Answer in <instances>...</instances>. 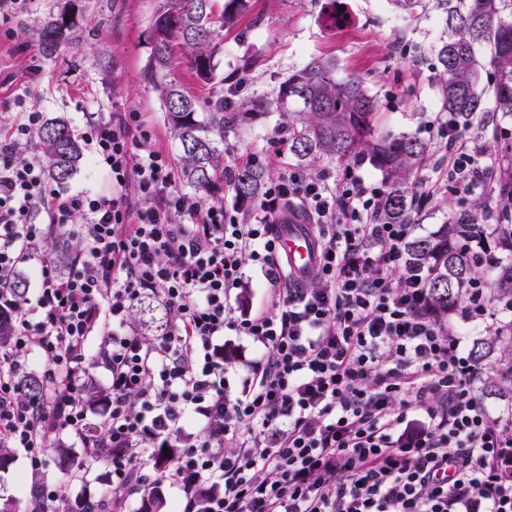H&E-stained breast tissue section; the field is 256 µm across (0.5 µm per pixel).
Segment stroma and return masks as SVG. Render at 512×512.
<instances>
[{
	"instance_id": "stroma-1",
	"label": "stroma",
	"mask_w": 512,
	"mask_h": 512,
	"mask_svg": "<svg viewBox=\"0 0 512 512\" xmlns=\"http://www.w3.org/2000/svg\"><path fill=\"white\" fill-rule=\"evenodd\" d=\"M162 0H33L31 10L15 14L0 31V102L27 93L28 105L43 118L61 117L80 132L85 115L109 118L114 112L143 113L156 146L181 161L170 133L165 107L146 74L151 54L153 17ZM346 19L330 25L326 0H247L236 23L225 29L215 58V80L206 82L180 69L184 88L204 105L224 104L223 154L226 177L213 200L232 203L230 173L255 159L276 179L297 164L283 142L285 118L257 112L256 100L273 99L280 84L311 59L335 61L336 76H354L378 98L377 125L396 134L414 133L428 143L422 176L437 180L448 170V143L433 125L442 112L435 49L447 38L445 19L434 0L408 8L402 0H341ZM66 17L67 37L53 57H45L35 32L43 23ZM512 134V117L497 111L493 93L484 97V113L467 128L468 138L485 148L497 179L512 178V158L498 143ZM491 209L493 196L474 195L469 202L441 191L419 217L417 235L425 236L464 207ZM258 351L246 339L227 332L224 365L231 392H238L248 364ZM74 461H88L85 477L67 473L55 450L46 453L42 476H33L22 449H14L0 469V497L12 498L26 512L39 478L57 482L71 498L99 493L106 457L87 459L81 441L64 436Z\"/></svg>"
}]
</instances>
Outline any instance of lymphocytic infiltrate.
Here are the masks:
<instances>
[{
    "label": "lymphocytic infiltrate",
    "instance_id": "obj_1",
    "mask_svg": "<svg viewBox=\"0 0 512 512\" xmlns=\"http://www.w3.org/2000/svg\"><path fill=\"white\" fill-rule=\"evenodd\" d=\"M41 121L0 113V309L16 325L0 352V445L24 449L39 470L57 435L89 448L106 437L120 493L75 503L45 480L36 512H127L123 489L164 446L178 512H512V409L485 401L488 371L468 349L470 330L501 329L512 310L492 312L478 279L447 320L431 316L430 272L404 260L414 224L386 221L383 189L357 167L336 188L323 174L281 176L242 222L178 189L139 112L89 119L82 133L109 191L53 189L44 160L21 156ZM439 125L449 187L487 191L495 173L480 146L459 120ZM290 210L314 223L319 245L315 273L294 288L282 284L276 235ZM54 240L69 246L67 271L45 249ZM29 264L39 286L21 300L13 283ZM250 274L266 302L238 315L230 293ZM146 299L164 312L151 339L129 325ZM228 330L260 351L234 398ZM33 351L45 359L39 401L19 384ZM95 369L108 389L98 424L86 400ZM412 408L426 414L415 435L404 427Z\"/></svg>",
    "mask_w": 512,
    "mask_h": 512
}]
</instances>
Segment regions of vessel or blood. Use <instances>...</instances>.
Segmentation results:
<instances>
[{"label": "vessel or blood", "instance_id": "vessel-or-blood-1", "mask_svg": "<svg viewBox=\"0 0 512 512\" xmlns=\"http://www.w3.org/2000/svg\"><path fill=\"white\" fill-rule=\"evenodd\" d=\"M278 247L292 280L302 281L314 273L318 263V242L311 225L285 214L277 226Z\"/></svg>", "mask_w": 512, "mask_h": 512}]
</instances>
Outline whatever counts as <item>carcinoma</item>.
<instances>
[{
  "label": "carcinoma",
  "mask_w": 512,
  "mask_h": 512,
  "mask_svg": "<svg viewBox=\"0 0 512 512\" xmlns=\"http://www.w3.org/2000/svg\"><path fill=\"white\" fill-rule=\"evenodd\" d=\"M246 0H164L152 23L151 81L159 93L173 138L182 149V177L191 186L211 191L224 165L216 139L224 138V103L218 102L203 119L199 99L186 91L177 79L180 65L209 81L214 75V58L231 26L245 8ZM450 37L437 50L444 81L443 108L467 121L482 112L480 63L475 48H488L487 67L494 77L498 111L512 115V0H438ZM68 28L66 18L45 22L37 29L38 41L48 55L57 52ZM336 64L313 59L288 77L274 102L259 107L288 116V151L301 166L322 160L337 162L369 156L381 171L385 192L384 217L393 223L407 218L416 185V174L425 161L428 146L413 134H379L374 114L379 108L356 78L336 79ZM38 138L48 159V176L58 185L72 177L81 151L68 123L61 117L47 119ZM266 172L260 166L236 170L233 190L236 198L252 203L261 194ZM475 225L466 213L441 224L424 237L406 245L411 267L430 269L426 286L428 310L448 315V307L463 299V286L480 277L475 251L461 247L459 238L469 237ZM491 296L512 305V260L494 268ZM475 362L490 366L512 365V326L473 343ZM487 395L505 397L512 392V376L497 373L483 384ZM141 512H160L164 501L155 488H147Z\"/></svg>",
  "instance_id": "cac0c4a2"
}]
</instances>
